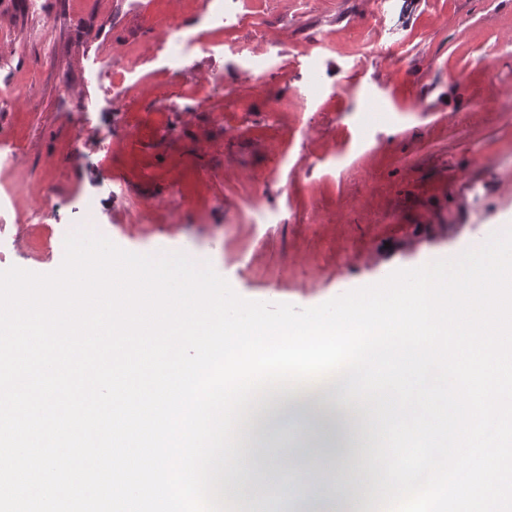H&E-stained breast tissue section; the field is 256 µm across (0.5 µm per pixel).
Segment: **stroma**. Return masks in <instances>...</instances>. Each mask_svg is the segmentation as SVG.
Segmentation results:
<instances>
[{"mask_svg": "<svg viewBox=\"0 0 512 512\" xmlns=\"http://www.w3.org/2000/svg\"><path fill=\"white\" fill-rule=\"evenodd\" d=\"M0 0V270L50 273L91 223L202 257L241 297L300 308L466 244L512 215V0H224L209 52L167 70L155 28L194 0ZM56 24L45 28V15ZM135 51L130 76L104 70ZM268 70L245 78L257 54ZM207 105H178L187 85ZM128 112L106 104L123 79ZM109 138V153L99 143ZM52 215L32 219L46 188ZM95 198L94 214L84 201Z\"/></svg>", "mask_w": 512, "mask_h": 512, "instance_id": "obj_1", "label": "stroma"}]
</instances>
